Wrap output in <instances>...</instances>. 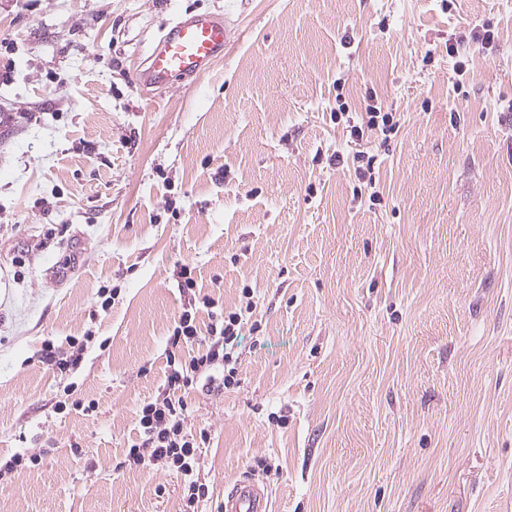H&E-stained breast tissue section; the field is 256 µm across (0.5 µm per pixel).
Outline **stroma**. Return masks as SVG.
Wrapping results in <instances>:
<instances>
[{"label":"stroma","mask_w":512,"mask_h":512,"mask_svg":"<svg viewBox=\"0 0 512 512\" xmlns=\"http://www.w3.org/2000/svg\"><path fill=\"white\" fill-rule=\"evenodd\" d=\"M217 10L223 56L137 82ZM370 89L399 129L354 142L330 114ZM184 264L259 323L187 397L201 512L245 474L272 512H512V0H0V457L39 458L0 512H179L124 459ZM229 22L220 12L177 19L163 33L140 73L143 85L167 87L175 78L196 79L230 42Z\"/></svg>","instance_id":"35a3bbf8"}]
</instances>
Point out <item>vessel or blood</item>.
I'll list each match as a JSON object with an SVG mask.
<instances>
[{
    "mask_svg": "<svg viewBox=\"0 0 512 512\" xmlns=\"http://www.w3.org/2000/svg\"><path fill=\"white\" fill-rule=\"evenodd\" d=\"M229 22L220 12L177 19L163 33L145 60L142 84L166 87L174 79L197 78L230 42ZM222 512H271L267 486L250 476L237 479L225 494Z\"/></svg>",
    "mask_w": 512,
    "mask_h": 512,
    "instance_id": "b4317fda",
    "label": "vessel or blood"
}]
</instances>
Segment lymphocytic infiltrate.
I'll use <instances>...</instances> for the list:
<instances>
[{"instance_id":"lymphocytic-infiltrate-1","label":"lymphocytic infiltrate","mask_w":512,"mask_h":512,"mask_svg":"<svg viewBox=\"0 0 512 512\" xmlns=\"http://www.w3.org/2000/svg\"><path fill=\"white\" fill-rule=\"evenodd\" d=\"M346 129L350 139L360 140L370 133L390 136L397 133L398 125L392 113L378 106L377 96L372 93L364 112L349 120ZM202 309L208 316L203 328L197 323ZM254 309L255 304L250 301L244 310L228 314L209 296L188 299L167 340L168 371L163 387L154 400L140 409V439L128 448L125 461L132 467L180 474L184 479L180 512H199L209 495L208 485L195 476L198 450L207 437L186 431L184 396L198 388L230 389L237 385L235 343ZM194 343L199 346L197 354L183 358L184 348Z\"/></svg>"}]
</instances>
